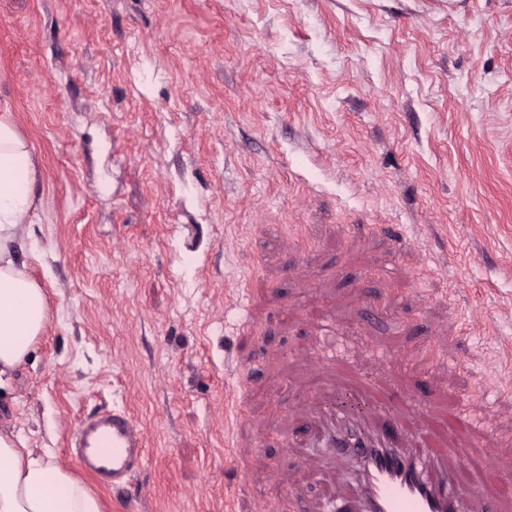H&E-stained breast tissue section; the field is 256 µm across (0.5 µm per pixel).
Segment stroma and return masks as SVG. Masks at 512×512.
<instances>
[{"label":"stroma","instance_id":"stroma-1","mask_svg":"<svg viewBox=\"0 0 512 512\" xmlns=\"http://www.w3.org/2000/svg\"><path fill=\"white\" fill-rule=\"evenodd\" d=\"M4 107L48 322L0 423L74 471L126 407L148 461L86 479L104 512L354 497L305 437L353 377L371 421L482 406L441 468L493 456L512 512V0H0Z\"/></svg>","mask_w":512,"mask_h":512}]
</instances>
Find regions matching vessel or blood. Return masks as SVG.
Here are the masks:
<instances>
[{
  "label": "vessel or blood",
  "instance_id": "vessel-or-blood-1",
  "mask_svg": "<svg viewBox=\"0 0 512 512\" xmlns=\"http://www.w3.org/2000/svg\"><path fill=\"white\" fill-rule=\"evenodd\" d=\"M436 424L422 420L416 435L401 423L384 419L379 433H370L361 420L345 408L332 409L326 426L312 437L313 446L341 452L356 461L379 458L375 483L366 487L361 507L344 500L328 499L323 512H436L435 503L449 512H486L485 500L466 470L432 482L424 468L426 457L417 445L435 434ZM416 447H409V440ZM147 441L142 426L125 410L112 409L81 420L71 449L81 469L98 484L112 490L128 486L136 471L147 461Z\"/></svg>",
  "mask_w": 512,
  "mask_h": 512
}]
</instances>
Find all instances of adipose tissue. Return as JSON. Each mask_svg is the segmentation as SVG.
Listing matches in <instances>:
<instances>
[{
  "instance_id": "obj_1",
  "label": "adipose tissue",
  "mask_w": 512,
  "mask_h": 512,
  "mask_svg": "<svg viewBox=\"0 0 512 512\" xmlns=\"http://www.w3.org/2000/svg\"><path fill=\"white\" fill-rule=\"evenodd\" d=\"M31 150L9 111L0 112V389L29 357L48 320L42 288L27 273L34 240ZM0 512H101L99 500L50 451L0 428Z\"/></svg>"
}]
</instances>
